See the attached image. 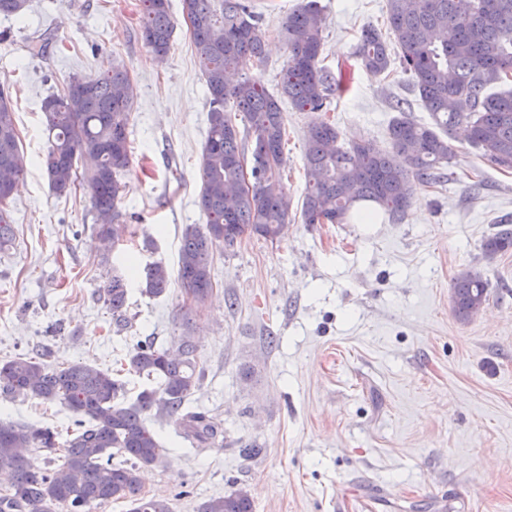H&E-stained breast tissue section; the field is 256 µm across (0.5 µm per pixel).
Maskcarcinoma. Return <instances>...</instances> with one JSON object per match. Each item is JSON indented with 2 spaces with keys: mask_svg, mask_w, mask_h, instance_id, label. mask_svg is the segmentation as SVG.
I'll return each mask as SVG.
<instances>
[{
  "mask_svg": "<svg viewBox=\"0 0 512 512\" xmlns=\"http://www.w3.org/2000/svg\"><path fill=\"white\" fill-rule=\"evenodd\" d=\"M190 35L205 79L209 130L201 157L199 207L203 225L185 229L177 276L186 295L202 304L212 291L214 248L232 245L245 234L274 239L288 221L292 198L282 181L285 164L281 99L300 111H321L328 97L344 88L342 79L320 66L324 17L319 0H300L283 21L288 59L279 95L264 82L242 74L265 58L258 16L243 0H182ZM28 0H0V15L21 16ZM387 22L396 53L382 33L363 30L354 57L360 67L385 73L399 60L418 91L432 125L407 116L389 125L393 153L371 143L337 145L336 125L314 121L306 134L307 174L301 217L305 224H345L362 202H371L400 221L417 187L440 181L454 152L448 141L464 126L471 146L496 168L512 171V93L489 88L512 75V0H387ZM141 38L155 55L170 50L174 24L169 0H142ZM134 86L126 69L102 76H72L65 90L42 103L49 145L43 166L59 194L89 191L96 213L94 230L108 244L119 238L123 185L130 166L129 118ZM245 114L239 131L231 113ZM95 159L94 169L79 173L76 156ZM9 168L0 187V249L14 240L8 200L24 170L13 109L0 90V169ZM485 257L512 249V226L500 224L482 244ZM140 281L141 294L163 296L170 272L162 262L125 266L102 288L116 324L126 320L129 284ZM490 282L474 266L460 270L450 301L456 319L471 321L489 300ZM51 351L19 355L0 364V393L58 401L82 419L61 433L50 427L0 422V471L8 487L0 491V512H90L114 500L131 503V512H172L168 499L141 493L139 467L162 461L165 448L148 427L149 416L176 417L183 438L196 448L224 442V425L205 412L185 410L203 378L197 345L182 336L170 348L148 339L128 354L127 373L147 379L136 398L124 397L125 384L108 370L78 362L61 369L45 362ZM88 421H83V418ZM46 453L47 468L28 455ZM197 512H254L247 491L202 502Z\"/></svg>",
  "mask_w": 512,
  "mask_h": 512,
  "instance_id": "cac0c4a2",
  "label": "carcinoma"
}]
</instances>
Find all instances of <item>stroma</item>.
I'll return each mask as SVG.
<instances>
[{"mask_svg": "<svg viewBox=\"0 0 512 512\" xmlns=\"http://www.w3.org/2000/svg\"><path fill=\"white\" fill-rule=\"evenodd\" d=\"M323 67L348 88L323 111L283 103V182L292 213L272 240L251 235L214 251V290L202 305L178 279L165 295L131 283L129 325L116 330L99 290L127 256L176 270L198 201L207 139L205 80L170 0V50L155 62L139 25L140 0H29L23 18L0 15V88L12 98L26 166L13 191V243L0 250V361L40 347L50 362L116 370L138 341L171 346L190 335L206 376L190 408L216 415L224 443L195 448L177 418H150L166 455L140 469L144 494L197 512L243 487L255 512H512V252L486 260L481 245L512 219V173L491 166L463 133L449 176L417 188L402 222L306 224L305 139L335 124L340 145L370 141L388 153L395 105L430 121L407 75H378L353 57L361 31H386L387 0H320ZM298 0H253L266 44L248 67L276 90L288 58L281 22ZM127 69L136 89L131 165L122 176L126 234L100 243L89 194L51 191L43 99L70 76ZM484 270L483 312L466 324L450 290L464 267ZM62 429L64 405L0 397V420ZM253 456H243V449Z\"/></svg>", "mask_w": 512, "mask_h": 512, "instance_id": "1", "label": "stroma"}]
</instances>
